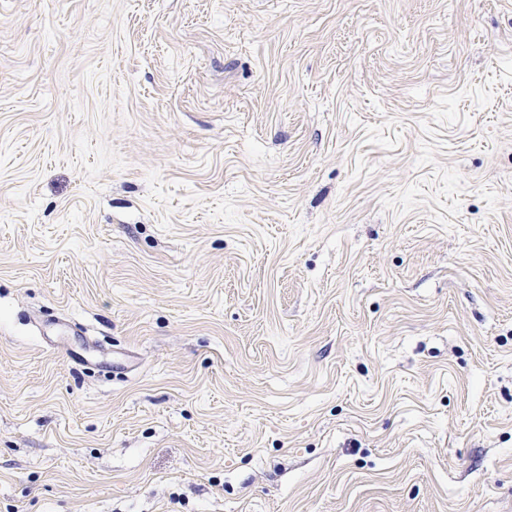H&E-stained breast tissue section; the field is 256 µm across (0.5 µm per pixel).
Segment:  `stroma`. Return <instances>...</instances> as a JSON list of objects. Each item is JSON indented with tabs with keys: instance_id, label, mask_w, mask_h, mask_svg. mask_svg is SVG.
<instances>
[{
	"instance_id": "obj_1",
	"label": "stroma",
	"mask_w": 512,
	"mask_h": 512,
	"mask_svg": "<svg viewBox=\"0 0 512 512\" xmlns=\"http://www.w3.org/2000/svg\"><path fill=\"white\" fill-rule=\"evenodd\" d=\"M0 512H512V0H0Z\"/></svg>"
}]
</instances>
